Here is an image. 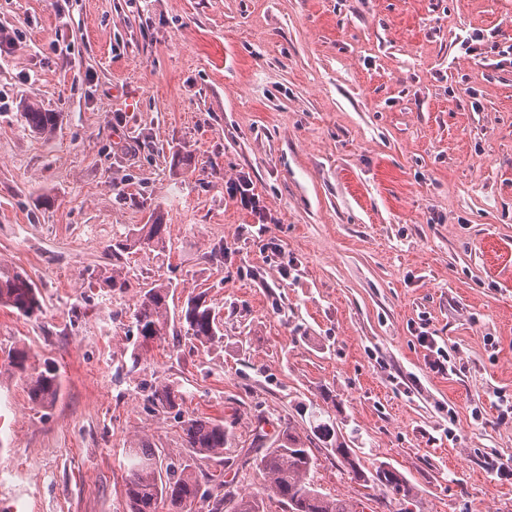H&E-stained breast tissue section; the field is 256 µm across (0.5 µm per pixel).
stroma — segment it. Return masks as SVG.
I'll return each instance as SVG.
<instances>
[{
	"label": "stroma",
	"instance_id": "obj_1",
	"mask_svg": "<svg viewBox=\"0 0 512 512\" xmlns=\"http://www.w3.org/2000/svg\"><path fill=\"white\" fill-rule=\"evenodd\" d=\"M475 31L512 45V0H0V268L43 304L0 307V505L127 512L130 442L189 455L141 389L171 382L232 430L209 467L246 490L256 434L328 418L405 479L380 494L314 447L359 512H512L491 467L512 458V67L454 46ZM31 102L54 133L23 128ZM242 174L265 228L226 190ZM158 217L165 254L117 260L134 287L91 279ZM158 278L177 307L205 293L224 337L153 344L129 376L136 287ZM12 347L56 367L52 406Z\"/></svg>",
	"mask_w": 512,
	"mask_h": 512
}]
</instances>
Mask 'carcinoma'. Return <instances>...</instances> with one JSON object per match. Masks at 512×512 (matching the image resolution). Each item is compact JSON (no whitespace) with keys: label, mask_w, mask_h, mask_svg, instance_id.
Here are the masks:
<instances>
[{"label":"carcinoma","mask_w":512,"mask_h":512,"mask_svg":"<svg viewBox=\"0 0 512 512\" xmlns=\"http://www.w3.org/2000/svg\"><path fill=\"white\" fill-rule=\"evenodd\" d=\"M20 117L31 130L51 134L59 114L28 104ZM128 247L146 253L163 252L166 225L157 220L144 225L137 237L119 245V250ZM98 280L114 292L124 293L130 287L128 275L117 264L112 265L111 272L99 273ZM172 288V283L156 280L140 289L131 314L137 338L127 373L133 375L140 371L143 351L152 343L174 335L177 322L186 326V334L201 347L223 338V324L207 303L205 293L189 297L181 311L174 314L169 304ZM39 295L37 284L25 272L0 268L1 307L12 309L27 319H36L43 313ZM59 392V376L50 366L27 383L29 400L41 407L52 405ZM146 401L157 412L176 411L183 444L191 449V455L165 464L163 453L149 440L130 443L126 448L129 467L125 478L128 512H270L273 503L283 512H356L350 501L330 496L317 485L318 458L311 448L315 438L322 441L336 456V462L352 473L354 479L385 491H395L403 482L400 472L385 463L369 473L358 468L351 449L339 440L336 430L320 423L314 427L313 435L305 437L288 426L268 448L261 444L262 436H256L258 452L253 465L265 478V486L261 492H246L238 488L236 478L228 479L224 473L212 471L208 466V461L224 455V448L233 440V433L224 426V420L182 415L184 397L173 383L150 386Z\"/></svg>","instance_id":"cac0c4a2"}]
</instances>
